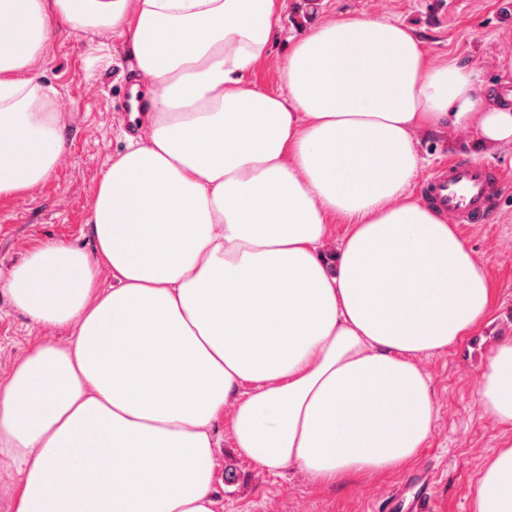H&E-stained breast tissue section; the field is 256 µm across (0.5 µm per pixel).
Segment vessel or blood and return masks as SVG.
Here are the masks:
<instances>
[{"label": "vessel or blood", "instance_id": "vessel-or-blood-1", "mask_svg": "<svg viewBox=\"0 0 512 512\" xmlns=\"http://www.w3.org/2000/svg\"><path fill=\"white\" fill-rule=\"evenodd\" d=\"M506 182L500 168L459 157L428 176L421 194L454 225L489 224L496 215L498 192Z\"/></svg>", "mask_w": 512, "mask_h": 512}]
</instances>
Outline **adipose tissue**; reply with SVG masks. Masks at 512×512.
<instances>
[{
    "label": "adipose tissue",
    "mask_w": 512,
    "mask_h": 512,
    "mask_svg": "<svg viewBox=\"0 0 512 512\" xmlns=\"http://www.w3.org/2000/svg\"><path fill=\"white\" fill-rule=\"evenodd\" d=\"M284 0H0V199L64 149L35 63L58 23L125 35L146 88L144 142L96 189L94 247L49 242L0 278L38 323L77 324L0 382L14 512H218L216 450L321 486L415 462L434 404L419 356L489 308L485 269L444 214L412 200V134L512 143V96L474 66L432 65L407 26H309L245 83ZM349 231L328 252L331 219ZM107 268L114 282L100 287ZM486 412L512 426V338L488 359ZM472 512H512V448Z\"/></svg>",
    "instance_id": "adipose-tissue-1"
}]
</instances>
